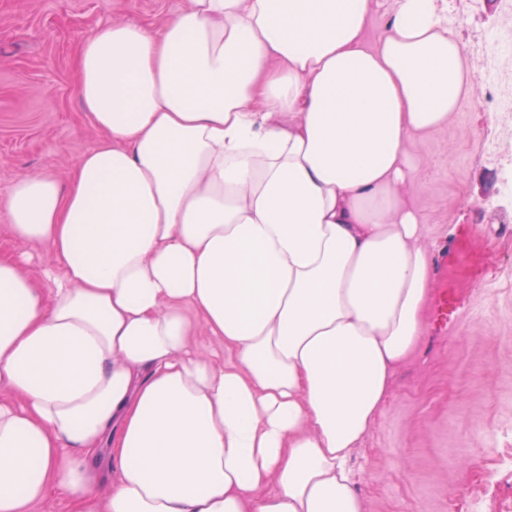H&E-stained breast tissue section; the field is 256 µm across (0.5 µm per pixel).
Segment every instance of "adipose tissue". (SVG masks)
<instances>
[{
    "mask_svg": "<svg viewBox=\"0 0 512 512\" xmlns=\"http://www.w3.org/2000/svg\"><path fill=\"white\" fill-rule=\"evenodd\" d=\"M185 0L96 27L102 139L19 179L0 254V512H364L348 466L433 283L412 140L474 89L437 0ZM110 448V475L94 465ZM369 24L366 30V41L377 42L392 18V0H373Z\"/></svg>",
    "mask_w": 512,
    "mask_h": 512,
    "instance_id": "obj_1",
    "label": "adipose tissue"
}]
</instances>
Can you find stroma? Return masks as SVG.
I'll return each instance as SVG.
<instances>
[{"instance_id": "stroma-1", "label": "stroma", "mask_w": 512, "mask_h": 512, "mask_svg": "<svg viewBox=\"0 0 512 512\" xmlns=\"http://www.w3.org/2000/svg\"><path fill=\"white\" fill-rule=\"evenodd\" d=\"M183 0H0V252L16 240L3 201L31 173L65 177L99 133L78 99L83 36L128 19L159 23ZM462 13L455 36L474 81L485 31L512 0H438ZM463 98L448 123L410 147V203L434 258L422 336L394 373L382 411L351 458L364 512H512V118Z\"/></svg>"}]
</instances>
